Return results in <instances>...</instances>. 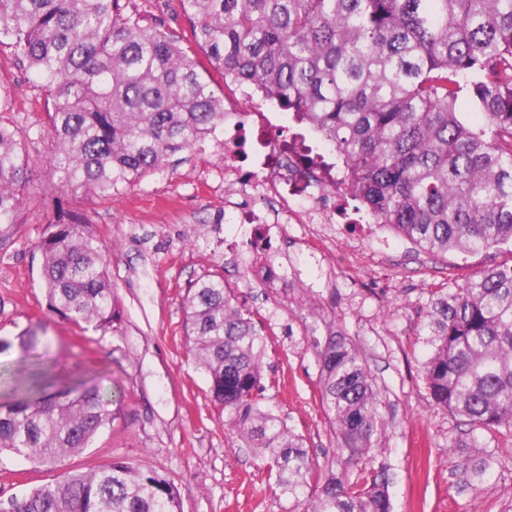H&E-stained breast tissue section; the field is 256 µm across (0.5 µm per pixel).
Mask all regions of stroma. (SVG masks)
Wrapping results in <instances>:
<instances>
[{
  "instance_id": "stroma-1",
  "label": "stroma",
  "mask_w": 512,
  "mask_h": 512,
  "mask_svg": "<svg viewBox=\"0 0 512 512\" xmlns=\"http://www.w3.org/2000/svg\"><path fill=\"white\" fill-rule=\"evenodd\" d=\"M128 10L182 42L190 24L176 0H129ZM26 135L32 171L25 204L0 225V336L42 321L50 357L88 366L104 385H119L112 420L67 468L84 471L114 458L164 475L182 494V512H295L253 449L240 445L211 403L203 372L188 350L184 297L191 282L220 273L240 303L257 311L267 333L264 376L269 404L302 435L315 462L335 452L319 402L320 368L303 340L321 318L335 319L362 353L383 396V428L374 455L349 465L351 478L384 472L392 512H504L512 504V432L477 435L486 458L482 482L469 485L461 462L471 427L434 405L422 381L428 356L426 312L440 288H458L493 264L512 261L503 245L473 253L429 255L390 230L337 224L310 238L298 224L274 233L277 265L297 273L266 287L264 254L248 248L249 228L224 222V161L215 142L171 157L162 171L110 197L54 196L44 161L53 139L44 94L26 63L0 46V98ZM85 215L105 244L120 242L109 267L121 321L116 330L80 331L49 314L36 244L65 211ZM313 296L316 312L303 306ZM53 470L19 457L0 462V497L52 484Z\"/></svg>"
}]
</instances>
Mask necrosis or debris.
<instances>
[{
	"label": "necrosis or debris",
	"instance_id": "necrosis-or-debris-1",
	"mask_svg": "<svg viewBox=\"0 0 512 512\" xmlns=\"http://www.w3.org/2000/svg\"><path fill=\"white\" fill-rule=\"evenodd\" d=\"M238 100L224 106V130L214 137L224 150V212L243 224L364 223L360 212L345 205L339 176L307 167L281 136L279 111L259 101L254 90L238 88ZM249 148L250 170H242L240 153ZM272 199L255 209L238 202L244 186Z\"/></svg>",
	"mask_w": 512,
	"mask_h": 512
}]
</instances>
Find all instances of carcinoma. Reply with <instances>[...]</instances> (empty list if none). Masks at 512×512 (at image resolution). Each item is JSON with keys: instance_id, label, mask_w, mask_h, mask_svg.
<instances>
[{"instance_id": "cac0c4a2", "label": "carcinoma", "mask_w": 512, "mask_h": 512, "mask_svg": "<svg viewBox=\"0 0 512 512\" xmlns=\"http://www.w3.org/2000/svg\"><path fill=\"white\" fill-rule=\"evenodd\" d=\"M192 45L125 11L123 0H0V45L15 48L47 96L55 147L46 162L61 194L110 196L192 153L224 129V82L252 86L288 113V140L308 161H334L344 196L371 223L431 254L512 245V0H177ZM480 117L462 118V103ZM30 160L0 119V224L15 223ZM46 307L79 329L119 320L110 250L82 215L46 225ZM185 333L213 404L253 448L296 512H392L381 474L359 484L314 463L267 404L263 326L224 276L185 296ZM422 378L433 403L474 430L512 426V263L438 290L426 314ZM310 337L320 402L336 453L352 463L377 446L382 397L333 321ZM15 339L23 357L0 386V453L47 467L88 448L109 424L100 382ZM314 494H306L309 487ZM180 490L122 458L65 470L54 484L0 499V512H181ZM196 57L200 63V68L198 69L202 75L210 82L212 88L215 92L219 94H224L225 97H232L234 94L235 86L229 84V86L224 85V81L219 72L214 70L208 63L206 57L200 51H196Z\"/></svg>"}]
</instances>
